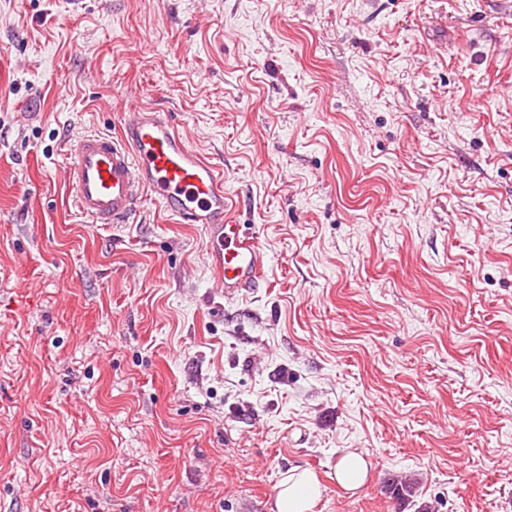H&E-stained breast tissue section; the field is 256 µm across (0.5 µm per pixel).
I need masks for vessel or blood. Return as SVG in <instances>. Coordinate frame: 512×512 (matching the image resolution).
I'll list each match as a JSON object with an SVG mask.
<instances>
[{
  "label": "vessel or blood",
  "mask_w": 512,
  "mask_h": 512,
  "mask_svg": "<svg viewBox=\"0 0 512 512\" xmlns=\"http://www.w3.org/2000/svg\"><path fill=\"white\" fill-rule=\"evenodd\" d=\"M80 211L97 224H122L140 196L182 224L202 225L224 295L258 287L267 253L256 227L240 223L224 191V173L204 159L160 111L125 115L119 138L84 135L67 157Z\"/></svg>",
  "instance_id": "vessel-or-blood-1"
}]
</instances>
